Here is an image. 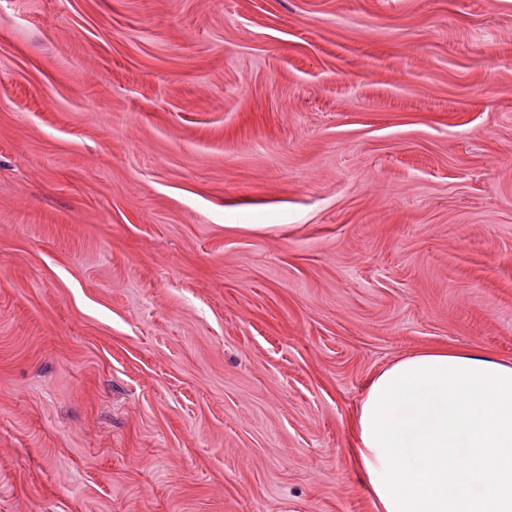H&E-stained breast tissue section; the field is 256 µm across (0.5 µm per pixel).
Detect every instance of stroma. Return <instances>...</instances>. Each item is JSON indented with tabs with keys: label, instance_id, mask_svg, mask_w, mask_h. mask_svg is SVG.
I'll list each match as a JSON object with an SVG mask.
<instances>
[{
	"label": "stroma",
	"instance_id": "stroma-1",
	"mask_svg": "<svg viewBox=\"0 0 512 512\" xmlns=\"http://www.w3.org/2000/svg\"><path fill=\"white\" fill-rule=\"evenodd\" d=\"M428 348L512 362V0H0V512H377ZM431 356H451V357L453 356V357H457V358H459V357L467 358V359H473V360H477V361L480 360L482 362L486 361V362L500 364V365H503V366H506V367L512 369V363L510 364V363H504V362L498 361V360L493 359L489 356H486L474 349H471V350H449V351H448V349H425V350H422L414 355H411V356H408V357L398 360L391 366L387 367L386 369H384L383 371H381L380 373L375 375L370 380V382L367 386V389H366L363 397L360 400L357 414H356V443H357V447L355 448V450H356V456L358 458V462L360 464V468L363 471V473L366 475L368 482H369L371 492L377 501V504H378V507L380 510L379 512H388L387 509L385 508L386 506L384 507V504L382 502V501H384V499H381L382 501L380 500L379 496L377 495L378 493L375 491V489L373 487L374 484L372 485L371 484L372 482H370L371 476H372L371 478L373 480H375L376 474H377V478H379V474L377 472H376V474H370L371 476L368 474L362 454H364L365 458L368 460V464H369V462H371V464L375 467V470L377 469V471L381 472V470H382L384 472L383 462H382V466H381L380 458L377 459L378 450L374 451V449H372V447H376V446H372V447L368 446L367 447L363 442V439H362L363 428H362V423H361V417H362V413H363V405L368 400L369 392H370L373 384L377 383V380L383 374H385L386 371L391 370L397 364L401 365V363H403V362L409 364V361H411V360H414V359L417 360V359H421L423 357H431ZM460 358L458 360H460ZM369 466H370V464H369ZM373 466L371 467L372 470H373Z\"/></svg>",
	"mask_w": 512,
	"mask_h": 512
}]
</instances>
